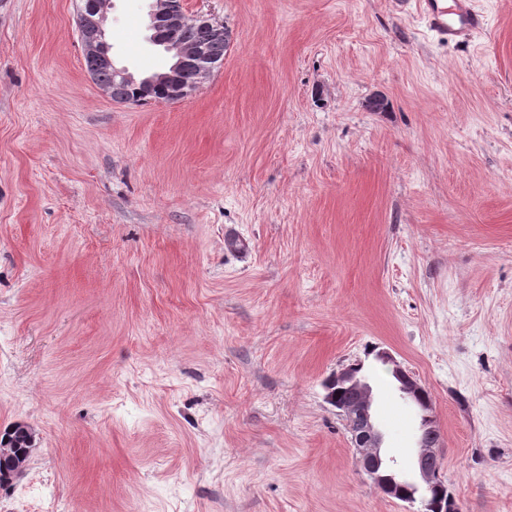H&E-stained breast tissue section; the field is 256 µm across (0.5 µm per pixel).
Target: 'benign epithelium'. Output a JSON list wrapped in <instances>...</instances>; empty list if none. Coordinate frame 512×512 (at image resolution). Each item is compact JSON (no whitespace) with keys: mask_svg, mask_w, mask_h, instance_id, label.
Wrapping results in <instances>:
<instances>
[{"mask_svg":"<svg viewBox=\"0 0 512 512\" xmlns=\"http://www.w3.org/2000/svg\"><path fill=\"white\" fill-rule=\"evenodd\" d=\"M107 20L106 0L102 8L81 14L80 36L87 54L108 57L110 47L105 40ZM197 25L208 29L214 39L229 40V32L224 24L204 16H189L186 0H150L149 41L172 54L174 62L167 72L142 79L141 85L150 88L163 86L169 90L172 99L182 100L195 93L211 77L220 63L213 57L210 43L184 44L168 38L170 30ZM383 360L392 365L391 372L399 383L401 396L416 403L421 402L423 386L397 364L389 353H384ZM329 382L341 385L349 394L348 399L334 404V407L349 426L360 471L375 487L387 494H395L404 485L398 480L399 472L395 461L387 460L381 455L383 435L374 419V394L371 385L359 374L356 364L334 373ZM423 409L426 410L427 423L419 426L416 459L419 480L414 482V490L407 491L402 498L405 503L418 505L414 512H428L431 507L430 495L443 483L439 466V433L432 416V405H425Z\"/></svg>","mask_w":512,"mask_h":512,"instance_id":"1","label":"benign epithelium"}]
</instances>
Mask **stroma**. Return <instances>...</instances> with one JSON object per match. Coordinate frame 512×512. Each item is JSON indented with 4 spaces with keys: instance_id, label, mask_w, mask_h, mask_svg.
<instances>
[{
    "instance_id": "35a3bbf8",
    "label": "stroma",
    "mask_w": 512,
    "mask_h": 512,
    "mask_svg": "<svg viewBox=\"0 0 512 512\" xmlns=\"http://www.w3.org/2000/svg\"><path fill=\"white\" fill-rule=\"evenodd\" d=\"M471 45L412 0H187L224 24L192 96L118 103L78 0H0V512H406L325 381L362 363L414 474L432 395L461 512H512V0ZM111 0L138 77L171 58ZM383 360L387 364L392 365L391 372L394 376V379L399 383L398 390L401 393V396L404 399L414 401L418 404L416 406L418 407L419 411L421 410V406L419 403L421 402V395L423 386L413 377L410 376L409 373H407L406 370H404L397 362L394 360V358L386 351H384ZM4 438L3 446H1V438ZM0 438V474L4 473V469L12 470V465L18 467L21 464L23 472L28 460L23 455L28 452V443L33 440L32 429L25 424L15 423L6 429ZM23 464V465H22Z\"/></svg>"
}]
</instances>
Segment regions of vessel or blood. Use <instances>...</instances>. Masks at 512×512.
Returning a JSON list of instances; mask_svg holds the SVG:
<instances>
[{
	"label": "vessel or blood",
	"mask_w": 512,
	"mask_h": 512,
	"mask_svg": "<svg viewBox=\"0 0 512 512\" xmlns=\"http://www.w3.org/2000/svg\"><path fill=\"white\" fill-rule=\"evenodd\" d=\"M427 31L448 44L471 42L487 25L475 0H414Z\"/></svg>",
	"instance_id": "vessel-or-blood-1"
}]
</instances>
